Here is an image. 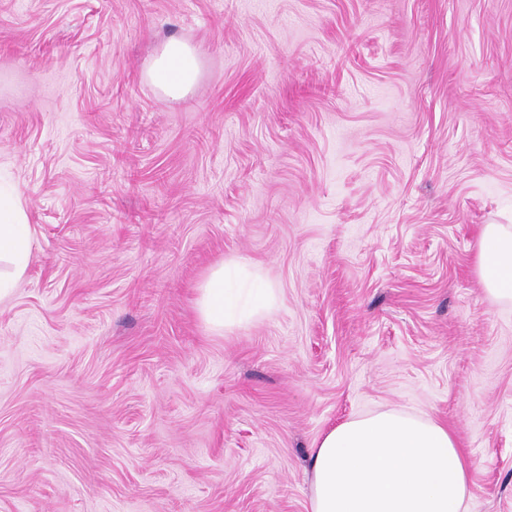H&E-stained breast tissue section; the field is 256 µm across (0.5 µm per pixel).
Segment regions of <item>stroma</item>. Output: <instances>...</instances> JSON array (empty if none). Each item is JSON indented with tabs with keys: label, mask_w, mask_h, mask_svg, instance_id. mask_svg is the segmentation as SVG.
<instances>
[{
	"label": "stroma",
	"mask_w": 512,
	"mask_h": 512,
	"mask_svg": "<svg viewBox=\"0 0 512 512\" xmlns=\"http://www.w3.org/2000/svg\"><path fill=\"white\" fill-rule=\"evenodd\" d=\"M194 47L182 99L147 73ZM0 512H309L310 454L380 407L448 424L512 512V0H0ZM260 269L222 334L197 288ZM30 225L25 208L13 192L0 188V300L23 278L31 258ZM476 267L485 293L512 304V225L486 224L477 244ZM199 291L200 317L221 332L264 317L279 299L278 288L262 282L249 265L235 260L214 267Z\"/></svg>",
	"instance_id": "1"
}]
</instances>
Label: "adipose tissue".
<instances>
[{"instance_id":"ef3b65f1","label":"adipose tissue","mask_w":512,"mask_h":512,"mask_svg":"<svg viewBox=\"0 0 512 512\" xmlns=\"http://www.w3.org/2000/svg\"><path fill=\"white\" fill-rule=\"evenodd\" d=\"M200 75L196 51L173 38L156 55L149 77L165 95L185 97ZM32 242L27 212L0 190V299L23 278ZM476 267L485 293L512 304V225L480 231ZM278 291L238 261L214 267L197 310L213 330L230 329L276 308ZM472 465L447 426L404 411L376 409L326 432L310 455L309 512H467Z\"/></svg>"}]
</instances>
